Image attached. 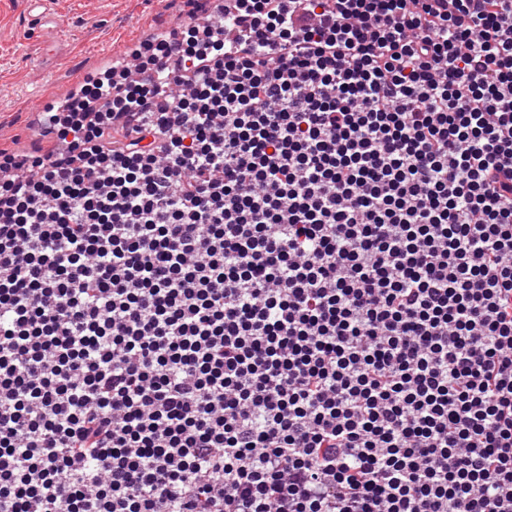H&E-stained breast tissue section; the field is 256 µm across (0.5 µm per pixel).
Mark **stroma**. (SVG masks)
<instances>
[{"mask_svg":"<svg viewBox=\"0 0 512 512\" xmlns=\"http://www.w3.org/2000/svg\"><path fill=\"white\" fill-rule=\"evenodd\" d=\"M74 38L53 57L24 0H0V149H38L30 107L66 98L84 75L105 71L147 34L181 24L186 0H53Z\"/></svg>","mask_w":512,"mask_h":512,"instance_id":"stroma-1","label":"stroma"}]
</instances>
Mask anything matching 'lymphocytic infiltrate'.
<instances>
[{"instance_id": "lymphocytic-infiltrate-1", "label": "lymphocytic infiltrate", "mask_w": 512, "mask_h": 512, "mask_svg": "<svg viewBox=\"0 0 512 512\" xmlns=\"http://www.w3.org/2000/svg\"><path fill=\"white\" fill-rule=\"evenodd\" d=\"M0 149V512H512V0H234Z\"/></svg>"}]
</instances>
